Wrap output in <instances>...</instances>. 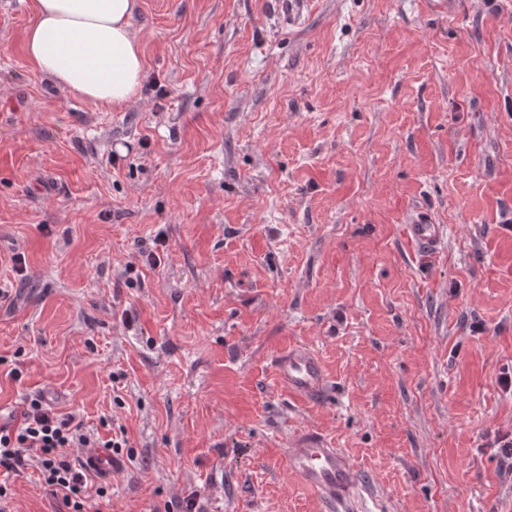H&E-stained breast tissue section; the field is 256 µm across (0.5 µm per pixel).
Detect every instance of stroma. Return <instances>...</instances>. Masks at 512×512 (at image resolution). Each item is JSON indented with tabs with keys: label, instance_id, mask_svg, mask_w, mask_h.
<instances>
[{
	"label": "stroma",
	"instance_id": "35a3bbf8",
	"mask_svg": "<svg viewBox=\"0 0 512 512\" xmlns=\"http://www.w3.org/2000/svg\"><path fill=\"white\" fill-rule=\"evenodd\" d=\"M275 3L136 0L142 87L106 109L0 0V424L40 394L125 434L97 512H328L284 458L302 429L365 512H512V0H314L295 28ZM295 343L322 402L276 380ZM0 479L7 512H68ZM408 233L412 240L427 247L438 246L443 238L439 224H433L430 216L424 212L410 221ZM274 367L279 383L301 399L318 400L330 387L320 358L306 345H293L277 355Z\"/></svg>",
	"mask_w": 512,
	"mask_h": 512
}]
</instances>
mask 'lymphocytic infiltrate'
Instances as JSON below:
<instances>
[{"mask_svg":"<svg viewBox=\"0 0 512 512\" xmlns=\"http://www.w3.org/2000/svg\"><path fill=\"white\" fill-rule=\"evenodd\" d=\"M99 445L77 413L55 412L43 396L35 395L27 398L17 425L0 426V468H38L46 484L61 493L71 512H85L88 476L68 451Z\"/></svg>","mask_w":512,"mask_h":512,"instance_id":"obj_1","label":"lymphocytic infiltrate"}]
</instances>
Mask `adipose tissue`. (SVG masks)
<instances>
[{
  "mask_svg": "<svg viewBox=\"0 0 512 512\" xmlns=\"http://www.w3.org/2000/svg\"><path fill=\"white\" fill-rule=\"evenodd\" d=\"M135 0H31L25 35L33 66L57 87L105 108L141 89L144 60L131 29Z\"/></svg>",
  "mask_w": 512,
  "mask_h": 512,
  "instance_id": "1",
  "label": "adipose tissue"
}]
</instances>
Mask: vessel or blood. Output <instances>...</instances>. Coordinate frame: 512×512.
<instances>
[{
    "label": "vessel or blood",
    "instance_id": "1",
    "mask_svg": "<svg viewBox=\"0 0 512 512\" xmlns=\"http://www.w3.org/2000/svg\"><path fill=\"white\" fill-rule=\"evenodd\" d=\"M311 5L312 0H278V15L283 23L297 25L309 14ZM408 233L412 240L427 247L442 241L439 225L425 213L411 220ZM274 367L279 383L301 399H320L329 389L322 362L308 346H291L276 356ZM285 456L302 485L318 495L331 512H350L359 497L361 482L342 449L330 447L316 432L301 430L289 439ZM79 458L88 469L101 473L111 472L115 466L111 454L101 448L81 449Z\"/></svg>",
    "mask_w": 512,
    "mask_h": 512
}]
</instances>
